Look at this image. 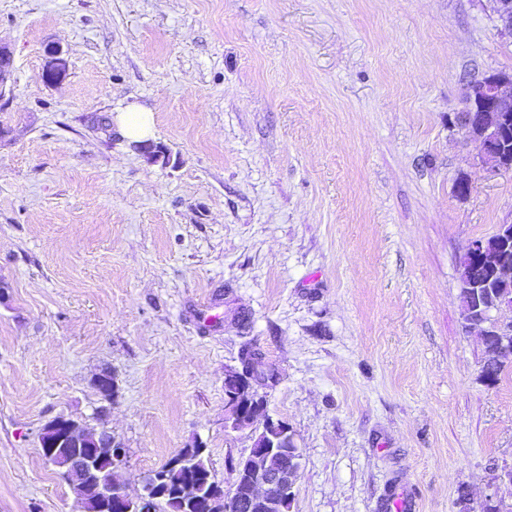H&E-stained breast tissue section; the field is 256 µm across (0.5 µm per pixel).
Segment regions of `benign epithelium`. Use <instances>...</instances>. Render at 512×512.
Here are the masks:
<instances>
[{
	"label": "benign epithelium",
	"instance_id": "benign-epithelium-1",
	"mask_svg": "<svg viewBox=\"0 0 512 512\" xmlns=\"http://www.w3.org/2000/svg\"><path fill=\"white\" fill-rule=\"evenodd\" d=\"M496 27L503 35L512 36V0H493ZM49 61L41 73L46 84L64 77L66 60L58 48H49ZM14 62L12 54L0 46V108L7 89L11 88ZM458 120L467 136L480 143L482 152L477 164L494 170H512V73H494L469 84L463 111ZM466 253L479 258L484 275H470L461 280V287L471 296V307L462 313L465 325H483L485 332L495 337L498 351L512 352V320L502 322L495 314L504 309L512 311V291L505 290L494 301H483L485 291L496 287L499 281L512 280V256H501L488 251L484 238H475L467 246ZM264 385L255 366L243 377L237 373L224 376V428L239 431L251 422V416L243 409V393ZM52 426V448H73L70 468L63 473L66 482H72L75 473L90 476L98 468L102 449H109L111 469L103 487L105 499L112 512H131L133 503L144 505L155 498L154 486L143 482V493L132 498L119 482V472L127 466V452L115 435L105 433L99 439L88 435L87 426L63 415L49 421ZM264 428L272 437L263 448H250L248 455L239 458L249 473L246 489L239 482L232 483L224 492V512H275L289 508L295 496L296 475L301 455L296 450L295 434L287 422L267 417ZM215 486L206 478L195 487V503L201 512H214Z\"/></svg>",
	"mask_w": 512,
	"mask_h": 512
}]
</instances>
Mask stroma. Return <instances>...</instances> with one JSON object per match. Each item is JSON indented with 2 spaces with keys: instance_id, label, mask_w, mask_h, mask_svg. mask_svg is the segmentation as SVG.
<instances>
[{
  "instance_id": "1",
  "label": "stroma",
  "mask_w": 512,
  "mask_h": 512,
  "mask_svg": "<svg viewBox=\"0 0 512 512\" xmlns=\"http://www.w3.org/2000/svg\"><path fill=\"white\" fill-rule=\"evenodd\" d=\"M492 7L0 0V512H79L37 434L100 420L105 368L129 493L199 443L230 486L246 347L301 453L292 512H458L462 488L512 512V358L483 382L460 302L468 243L512 220V171L457 125L470 82L512 73ZM132 104L168 163L119 136ZM47 55L50 60L42 70L41 79L46 84H52L64 77L66 60L62 57V51L59 48H49ZM242 362L250 365L251 353L243 352ZM256 355L251 357V366L247 375L238 376V371L226 373L224 376V427L232 431H239L251 422V416L243 409L242 400L244 391L252 390V387L265 385L255 370Z\"/></svg>"
}]
</instances>
